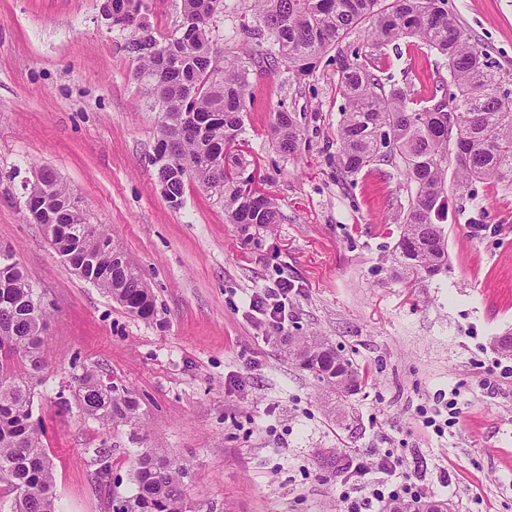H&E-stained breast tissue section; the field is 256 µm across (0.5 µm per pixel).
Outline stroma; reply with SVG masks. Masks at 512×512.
<instances>
[{
    "label": "stroma",
    "mask_w": 512,
    "mask_h": 512,
    "mask_svg": "<svg viewBox=\"0 0 512 512\" xmlns=\"http://www.w3.org/2000/svg\"><path fill=\"white\" fill-rule=\"evenodd\" d=\"M247 0H224L213 45L255 46ZM473 42L512 70V0H448ZM100 0H0V244L12 246L48 312L49 364L33 419L54 467L57 512H112L132 492L135 453L185 459L191 512H339L341 478L327 460L393 452L426 500L452 512H512V366L496 349L512 335V191L475 183L448 196V269L407 286L391 268L405 200L378 164L336 174L344 100L332 55L313 76L254 70L239 148L282 219L246 239L196 184L165 199L152 161L160 114L139 63L123 49ZM384 62L393 81L427 99L448 77L443 59L404 39ZM305 128L295 155L270 126L278 110ZM53 171L89 223L103 225L142 272L157 319L130 316L75 274L23 205L24 185ZM290 281L283 329L258 325L251 296ZM317 334L363 374L344 401L284 360L280 335ZM94 369L140 398L139 429L112 428L62 409L73 377ZM462 409L444 435L420 408ZM112 450L100 483L95 449Z\"/></svg>",
    "instance_id": "35a3bbf8"
}]
</instances>
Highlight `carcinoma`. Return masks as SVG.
Segmentation results:
<instances>
[{
  "label": "carcinoma",
  "mask_w": 512,
  "mask_h": 512,
  "mask_svg": "<svg viewBox=\"0 0 512 512\" xmlns=\"http://www.w3.org/2000/svg\"><path fill=\"white\" fill-rule=\"evenodd\" d=\"M223 0H182V19L162 34L147 24L121 27L123 49L141 62L138 77L161 84L162 120L153 162L165 197L178 206L186 182L224 205L228 223L268 230L279 223L274 198L258 186L246 161L232 151L244 133L251 68L265 62L295 78L312 74L336 50L344 99L336 127V170L343 179L377 162L402 176L407 205L400 208L402 236L393 254L397 272L412 286L448 269L440 224L448 212V163L454 189L493 179L512 190V78L479 50L448 9V0H251L248 11L269 45L212 62L211 30ZM128 16L152 10V0H114ZM364 29L365 50L343 43ZM415 38L446 60L453 91L417 101L381 77L383 49ZM271 133L280 152L292 155L303 135L296 113H274ZM24 206L32 221L56 227L54 250L80 277L108 293L129 314L154 319L155 295L140 271L100 224H91L54 172L29 185ZM47 314L12 247L0 254V484L13 495L10 512H55L53 463L32 421L33 393L48 364ZM285 354L321 384L347 398L358 390L349 360L320 336H290ZM82 414L112 427L139 423V398L104 382L92 370L74 377ZM97 478L112 480V449L94 451ZM186 462L151 448L137 454L134 493L112 499V512H187Z\"/></svg>",
  "instance_id": "obj_1"
}]
</instances>
